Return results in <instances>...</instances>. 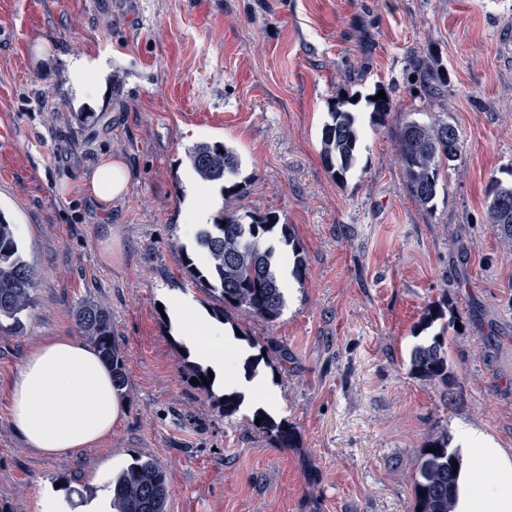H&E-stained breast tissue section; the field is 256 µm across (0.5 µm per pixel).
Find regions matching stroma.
<instances>
[{
	"instance_id": "obj_1",
	"label": "stroma",
	"mask_w": 512,
	"mask_h": 512,
	"mask_svg": "<svg viewBox=\"0 0 512 512\" xmlns=\"http://www.w3.org/2000/svg\"><path fill=\"white\" fill-rule=\"evenodd\" d=\"M431 54L448 71L436 91L412 65ZM84 55L105 70L78 106L69 62ZM378 87L393 101L381 126ZM344 96L362 137L340 183L320 130ZM413 119L459 134L429 208L397 150ZM203 141L234 148L249 179L215 214L277 215L305 257L275 322L229 313L294 448L252 410L224 417L222 387H191L158 309L170 292L215 303L179 264L195 247L186 150ZM106 155L130 171L108 204L84 190ZM493 177L512 183V0H0V214L38 271L22 329L0 327V512H39L53 486L102 495L113 458L138 455L165 469L167 512H412L426 440L469 424L512 449V243L486 222ZM88 299L112 315L126 415L103 444L48 456L16 435L9 385L42 339L76 335ZM441 303L449 330L419 331ZM440 330L446 389L410 370ZM260 417V425L255 424V419ZM252 425L260 430L263 434H266L270 440L279 446V448H294L298 440V433L294 426L288 421L280 420L277 422L271 415L265 412L263 409L258 410ZM288 427V430H285Z\"/></svg>"
}]
</instances>
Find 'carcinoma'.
<instances>
[{"label": "carcinoma", "instance_id": "1", "mask_svg": "<svg viewBox=\"0 0 512 512\" xmlns=\"http://www.w3.org/2000/svg\"><path fill=\"white\" fill-rule=\"evenodd\" d=\"M423 80L441 87L446 74L440 63L414 61ZM341 100L332 106L321 129V156L333 178L342 182L354 167L361 139L357 118ZM372 114L380 124L392 111L391 99L369 101ZM396 141L409 192L424 206H429L438 190L440 166L454 160L459 151L457 129L448 123L426 124L417 120L403 123L397 130ZM187 159L197 179L202 183L223 184L224 196L242 194L247 186L240 177L237 153L219 141H204L187 150ZM512 190L496 178H491L485 193L487 216L504 239L512 242V204L502 203L505 189ZM280 230L281 242L288 246L292 236L288 226L278 225L271 214L244 216L227 213L212 224L202 227L195 236V246L204 257L198 266L186 248H181L180 263L189 279L204 286L207 294L220 306L213 309L224 318L228 310L243 311L268 322L276 321L284 306V292L272 271L274 251L264 242L275 230ZM37 270L24 257L17 227L0 216V326L18 328L33 305ZM80 336L93 345L112 371L117 389L125 385V363L112 336L110 312L93 300H87L74 311ZM443 326L432 342L415 348L411 355V372L422 380L448 386V351L441 336ZM188 378L198 379L196 386L212 393L213 381L203 383L209 370L184 361ZM257 429L281 448H293L298 440L294 426L285 420L276 421L264 410ZM418 469L414 480L413 512H453L459 463L457 450L448 447V436L428 440L418 450ZM113 512H167L169 481L166 471L148 456L136 458L119 471L111 481Z\"/></svg>", "mask_w": 512, "mask_h": 512}]
</instances>
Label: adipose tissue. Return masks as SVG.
<instances>
[{
	"label": "adipose tissue",
	"mask_w": 512,
	"mask_h": 512,
	"mask_svg": "<svg viewBox=\"0 0 512 512\" xmlns=\"http://www.w3.org/2000/svg\"><path fill=\"white\" fill-rule=\"evenodd\" d=\"M130 172L120 157H106L87 187L105 203L125 196ZM176 332L198 361L225 388L258 395L274 403L278 393L264 373L240 375L239 360L249 350L224 324L202 317L183 295L171 294ZM126 402L113 387L96 351L72 336L44 339L25 356L11 389V423L30 448L61 455L109 439L124 418ZM463 454L455 512H512V452L470 427L460 430Z\"/></svg>",
	"instance_id": "1"
}]
</instances>
